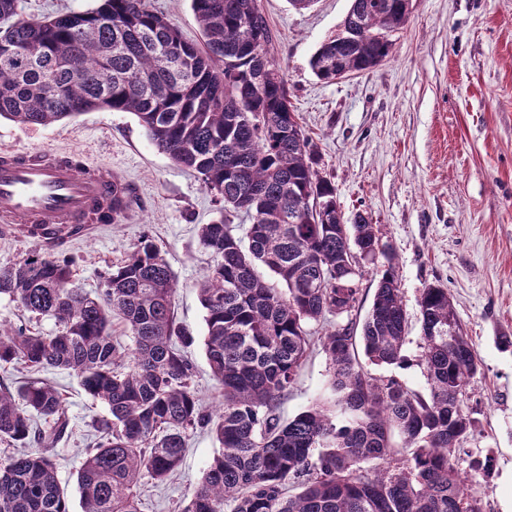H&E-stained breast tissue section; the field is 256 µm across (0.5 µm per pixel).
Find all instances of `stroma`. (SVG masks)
Listing matches in <instances>:
<instances>
[{
    "label": "stroma",
    "instance_id": "1",
    "mask_svg": "<svg viewBox=\"0 0 512 512\" xmlns=\"http://www.w3.org/2000/svg\"><path fill=\"white\" fill-rule=\"evenodd\" d=\"M351 0H317L295 10L289 0H259L273 40L269 52L288 82L300 122L319 150L318 169L336 187L346 219L366 213L396 255V273L410 320L419 291L447 287L462 330L482 360L467 388L477 427L471 452L491 453L494 467L480 486L483 512H512V0H414L406 27L392 34L389 57L371 71L327 83L312 72L319 45L339 32ZM75 151L128 182L136 205L117 224H95L83 237L47 248L20 230L0 234V268L33 254L67 260L72 286L97 294L113 266L142 236L158 246L177 276L178 326L194 336L184 352L192 385L216 407L221 388L201 339L205 312L197 282L211 258L197 227L217 205L197 174L177 166L150 141L136 116L98 110L48 126L0 121V147ZM405 353L410 365L372 367L410 390L427 393L418 330ZM65 398L70 434L53 451L72 512H81L76 474L96 434L104 405L76 376L50 371ZM330 365L313 347L278 413L288 419L330 398ZM218 448L210 433L190 431L184 460L162 484L142 478L141 512H179Z\"/></svg>",
    "mask_w": 512,
    "mask_h": 512
}]
</instances>
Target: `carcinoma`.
Wrapping results in <instances>:
<instances>
[{
    "mask_svg": "<svg viewBox=\"0 0 512 512\" xmlns=\"http://www.w3.org/2000/svg\"><path fill=\"white\" fill-rule=\"evenodd\" d=\"M191 7L201 48L147 0H100L90 11L42 18L0 0V119L48 125L95 110L131 112L155 147L222 203L197 232L213 259L198 290L205 356L222 388L214 411L192 387L183 348L194 338L175 322V275L148 238L95 297L70 287L69 265L49 256L0 269V295L58 325L47 335L0 326V366L21 361L36 373L14 392L0 386V442L40 446L0 458V512H70L51 454L69 418L62 394L37 377L52 368L75 374L108 411L92 420L100 440L77 473L82 512H140V480L176 471L187 432L198 427L218 451L181 512H482L453 461L476 429L465 397L482 362L448 289L431 283L419 294L427 395L364 368L360 349L377 366L409 362L389 248L365 214L347 223L335 185L321 176L318 147L269 54L258 0ZM409 15L406 0H351L350 37L326 39L313 73L333 82L376 67L392 47L384 34L403 29ZM134 204L128 188L114 194L112 223ZM230 209L250 217L243 238L224 220ZM356 250L367 262L387 259L371 308L363 323L349 319L318 336L312 324L360 302L363 277L344 276ZM116 317L130 349L112 340ZM317 341L330 361L333 407L319 402L283 421L278 402ZM493 465L489 454L470 461L486 477Z\"/></svg>",
    "mask_w": 512,
    "mask_h": 512,
    "instance_id": "obj_1",
    "label": "carcinoma"
}]
</instances>
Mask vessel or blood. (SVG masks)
Listing matches in <instances>:
<instances>
[{
    "mask_svg": "<svg viewBox=\"0 0 512 512\" xmlns=\"http://www.w3.org/2000/svg\"><path fill=\"white\" fill-rule=\"evenodd\" d=\"M114 180L88 165L81 154L0 149V226H26L44 243L41 226L52 223L62 234L98 223L102 208L112 201Z\"/></svg>",
    "mask_w": 512,
    "mask_h": 512,
    "instance_id": "vessel-or-blood-1",
    "label": "vessel or blood"
}]
</instances>
